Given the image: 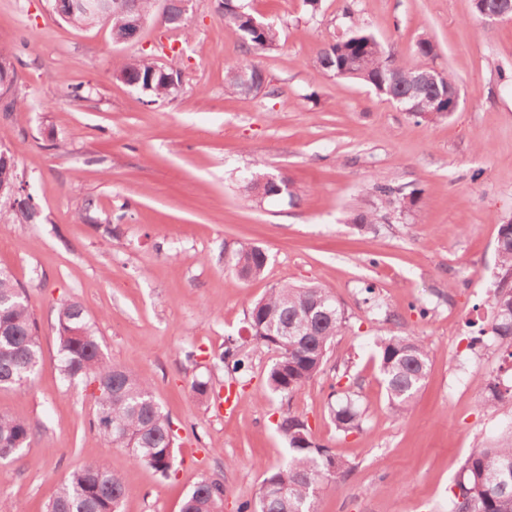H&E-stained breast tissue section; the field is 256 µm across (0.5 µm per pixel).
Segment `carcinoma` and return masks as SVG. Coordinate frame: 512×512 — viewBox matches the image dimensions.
<instances>
[{
	"label": "carcinoma",
	"instance_id": "cac0c4a2",
	"mask_svg": "<svg viewBox=\"0 0 512 512\" xmlns=\"http://www.w3.org/2000/svg\"><path fill=\"white\" fill-rule=\"evenodd\" d=\"M154 0H111L105 20L116 39L129 35L130 22L151 15ZM224 23L240 33L244 43L263 51L276 47L278 33L265 25L252 26V13L241 0H218ZM317 67L342 78L371 86L378 95L394 100L405 96L425 65L408 66L395 52L382 46L368 31L357 27L322 48ZM119 75L136 84L150 101L167 100L178 94L181 72L162 67L147 57L130 59ZM258 85L266 83L264 71L256 65L234 67L225 75V91L242 93L244 77ZM436 90L427 89L417 99L413 116L440 121L453 115L448 109V75L438 80ZM269 173L257 167L248 187L264 186V195L278 196L276 187L265 183ZM371 192L380 203L410 210L419 200V190L404 194L385 183H373ZM32 198L0 197V223L29 221L34 217ZM496 248L502 277L491 298L490 333L512 341V221L498 229ZM233 270L243 279L264 275L268 262L258 246H242L232 258ZM56 325L59 339L60 373L68 384L84 390L94 382H112V394L94 398L91 427L109 445L130 450L134 463H145L167 477L175 462V434L168 416L157 401L152 386L137 373L104 358L86 308L77 301L61 304ZM252 337L278 350L279 356L267 374L271 393L289 398L324 369L327 352L347 327V318L333 292L319 285L294 286L281 283L269 289L248 313ZM286 325L291 335L270 332V326ZM378 365L385 383L388 409L397 420L411 410L425 382L430 366V349L412 336L390 334L375 339ZM41 360L37 320L31 312L25 290L12 274L0 268V389H20L34 375ZM219 360L233 372L247 371L248 357L237 348H227ZM512 400V388L502 390L494 379L480 393V407L493 411L505 399ZM336 431L349 435L363 429L359 406L345 390L331 409ZM277 429L287 442L285 463L266 477L257 500L240 503L238 512H313L314 501L335 488L351 466L330 449L317 443L307 421L292 409L281 413ZM33 438L27 419L0 416V448H14L21 454ZM126 487L122 478L101 463H89L72 471L49 504V512H119ZM181 512H224V483L201 480L184 498ZM448 512H512V430L494 445L477 443L462 464L448 498Z\"/></svg>",
	"mask_w": 512,
	"mask_h": 512
}]
</instances>
